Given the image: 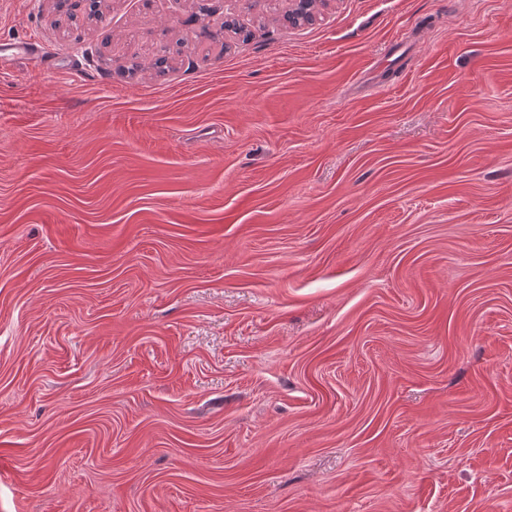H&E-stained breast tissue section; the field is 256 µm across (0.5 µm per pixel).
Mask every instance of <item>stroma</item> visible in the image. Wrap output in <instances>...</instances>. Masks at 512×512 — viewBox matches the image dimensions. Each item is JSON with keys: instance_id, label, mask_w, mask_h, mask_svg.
<instances>
[{"instance_id": "35a3bbf8", "label": "stroma", "mask_w": 512, "mask_h": 512, "mask_svg": "<svg viewBox=\"0 0 512 512\" xmlns=\"http://www.w3.org/2000/svg\"><path fill=\"white\" fill-rule=\"evenodd\" d=\"M104 3L0 0V512H512V0ZM18 55L27 56L32 59H41L43 52L41 48L33 42L8 43L5 45V48L0 51V64Z\"/></svg>"}]
</instances>
